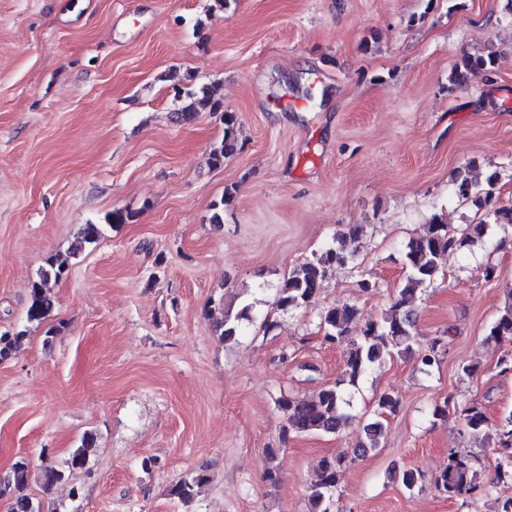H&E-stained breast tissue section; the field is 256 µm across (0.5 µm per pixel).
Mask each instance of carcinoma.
<instances>
[{
  "label": "carcinoma",
  "mask_w": 512,
  "mask_h": 512,
  "mask_svg": "<svg viewBox=\"0 0 512 512\" xmlns=\"http://www.w3.org/2000/svg\"><path fill=\"white\" fill-rule=\"evenodd\" d=\"M495 58L491 55H465L452 69L450 82L457 86L466 85L481 73L491 71ZM174 99L181 102L176 113L188 117L197 111L200 101L211 103V109L222 113L224 138L211 151L214 165L221 166L224 159L236 154L237 139L234 134L236 117L224 111L223 100L216 97V88L203 87L196 91L183 84L172 87ZM475 166L470 164L457 171L453 191L463 202H473L483 210L485 219L468 224L457 233L448 231V225L438 216L431 218L425 233L410 241L404 252L405 275L398 288V294L389 308L378 318H368L358 336H352V325L360 320L359 309L349 303L335 304L320 315V331L323 340L331 345L347 346L344 357L342 379L322 388L312 399L294 395L283 396L278 400V408L284 414V432L300 434L323 433L339 434L350 419L348 387L355 386L375 366L395 357L411 359L416 368L428 374L439 364L444 339L435 336L425 352H416L414 345L418 336L416 314L412 305L418 293L431 285L442 272L443 262L452 254L482 240L489 223L512 225V208L498 205L495 189L498 175L491 172L479 179L474 174ZM350 257L343 248L334 244L326 247L293 267L288 277L275 289L274 307L291 312L308 306L322 287L329 268L345 266ZM70 267L69 257L54 256L47 261V267L31 283L29 289L26 318L29 322H42L54 308L55 287ZM221 317L213 322V331L222 341L236 340L242 333V322L250 319L249 307L235 309L232 304L220 308ZM512 337V288L507 290L504 305L492 322L486 339ZM24 334L4 333L0 335V362L9 360ZM379 417L366 426V440L361 451L380 447L385 424L381 416L392 414L399 406V400L390 392L380 393L375 399ZM462 417L469 432L482 442L493 444L499 450L496 468L499 474L512 480V411L505 414L494 426H489V418L482 406L473 400H458L450 395L433 410L436 417L448 416V409ZM96 436L91 432L83 434L80 444L74 448L65 467H47L43 471V487L49 489L63 482L76 470L89 466L90 453L95 447ZM278 448L266 449L267 468L265 479L278 482L276 459ZM343 457H325L320 460L315 480L310 484L308 499L311 512H331L338 485V476ZM28 463L18 460L10 473L0 478V499L11 500V512H42L41 503L29 497H15L13 490L28 481ZM209 480L207 470L201 469L182 477L170 490V494L188 505L194 501L198 489ZM437 491L450 498L464 493H474L481 489L480 478L473 456L456 450L448 454V461L435 480Z\"/></svg>",
  "instance_id": "cac0c4a2"
}]
</instances>
